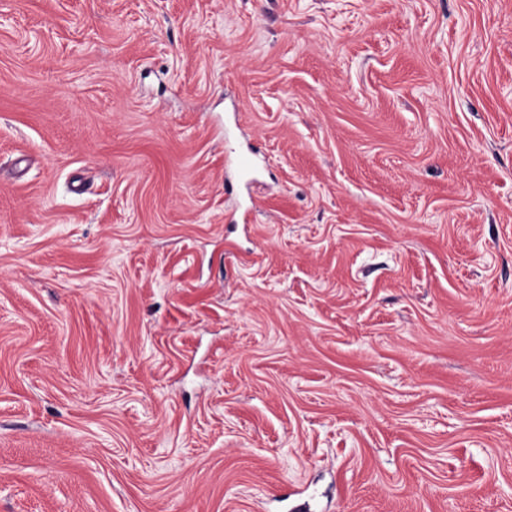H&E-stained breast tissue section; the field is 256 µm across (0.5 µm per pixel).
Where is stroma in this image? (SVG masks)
Segmentation results:
<instances>
[{
  "instance_id": "stroma-1",
  "label": "stroma",
  "mask_w": 512,
  "mask_h": 512,
  "mask_svg": "<svg viewBox=\"0 0 512 512\" xmlns=\"http://www.w3.org/2000/svg\"><path fill=\"white\" fill-rule=\"evenodd\" d=\"M287 490L512 512V0H0V512ZM261 162L259 150L253 147L236 153L230 162L235 183L248 187L255 182Z\"/></svg>"
}]
</instances>
